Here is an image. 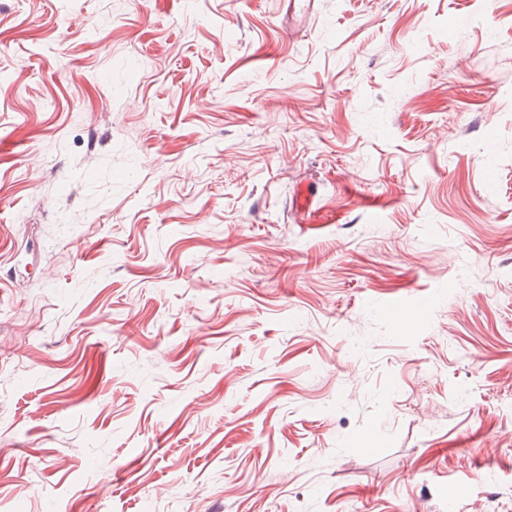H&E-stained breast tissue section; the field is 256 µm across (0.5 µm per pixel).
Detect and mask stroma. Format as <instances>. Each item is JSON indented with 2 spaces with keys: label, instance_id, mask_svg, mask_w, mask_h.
Instances as JSON below:
<instances>
[{
  "label": "stroma",
  "instance_id": "obj_1",
  "mask_svg": "<svg viewBox=\"0 0 512 512\" xmlns=\"http://www.w3.org/2000/svg\"><path fill=\"white\" fill-rule=\"evenodd\" d=\"M0 512H512V0H0Z\"/></svg>",
  "mask_w": 512,
  "mask_h": 512
}]
</instances>
